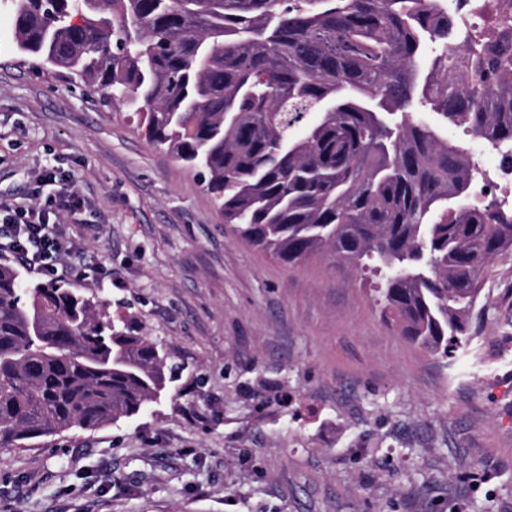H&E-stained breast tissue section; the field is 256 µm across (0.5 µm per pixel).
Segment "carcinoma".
<instances>
[{
	"label": "carcinoma",
	"instance_id": "1",
	"mask_svg": "<svg viewBox=\"0 0 512 512\" xmlns=\"http://www.w3.org/2000/svg\"><path fill=\"white\" fill-rule=\"evenodd\" d=\"M16 54L104 91L195 172L235 238L355 267L386 324L448 357L470 338L512 211L473 201L469 140L512 166V27L448 0H0ZM82 15V24L71 19ZM469 139L446 136L448 127ZM166 353L71 288L0 264V447L132 417ZM455 1L453 17L456 27H466L476 34L490 36L505 22L512 26L511 0Z\"/></svg>",
	"mask_w": 512,
	"mask_h": 512
}]
</instances>
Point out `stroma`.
<instances>
[{"label":"stroma","instance_id":"1","mask_svg":"<svg viewBox=\"0 0 512 512\" xmlns=\"http://www.w3.org/2000/svg\"><path fill=\"white\" fill-rule=\"evenodd\" d=\"M0 16V198L56 167L64 274L167 353L139 415L0 448V512H512V254L450 358L382 320L355 268L234 238L133 110L11 47Z\"/></svg>","mask_w":512,"mask_h":512}]
</instances>
